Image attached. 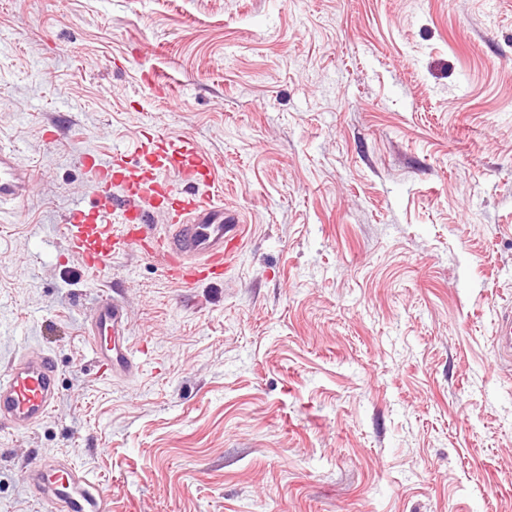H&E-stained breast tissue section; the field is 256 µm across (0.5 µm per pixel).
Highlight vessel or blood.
I'll list each match as a JSON object with an SVG mask.
<instances>
[{
  "instance_id": "b4317fda",
  "label": "vessel or blood",
  "mask_w": 512,
  "mask_h": 512,
  "mask_svg": "<svg viewBox=\"0 0 512 512\" xmlns=\"http://www.w3.org/2000/svg\"><path fill=\"white\" fill-rule=\"evenodd\" d=\"M85 169L97 181L99 197L94 209L79 208L67 219L66 237L70 249L90 265L105 268L107 259L130 250L159 257L167 274L190 286L205 279L222 278L230 267L246 227L227 221L224 206L212 190V161L199 147L184 145L169 150L157 140L154 151H140L136 159L120 155L109 160L87 156ZM180 180L172 182L169 171ZM31 173L13 151L0 148V201L25 197ZM121 187L129 204L120 213L124 229L112 231L113 187ZM150 199L152 209L140 202ZM164 213V228H156L150 210ZM127 312L122 303H100L88 331L97 357L109 375L127 377L135 368L133 352L123 336ZM495 345L500 359H512V314L502 316ZM56 399V364L47 354L13 360L0 375V422L17 431L32 429L45 421ZM31 476L49 475L50 490L44 498L66 512H108L103 492L72 497L69 489L77 472L54 459L31 467Z\"/></svg>"
}]
</instances>
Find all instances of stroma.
<instances>
[{
  "label": "stroma",
  "mask_w": 512,
  "mask_h": 512,
  "mask_svg": "<svg viewBox=\"0 0 512 512\" xmlns=\"http://www.w3.org/2000/svg\"><path fill=\"white\" fill-rule=\"evenodd\" d=\"M162 135L249 232L184 287L68 250L86 154ZM0 371L57 366L0 424V512L55 457L110 512H512V0H0ZM122 302L137 369L88 338ZM31 173L11 150L0 148V201H17L25 197ZM494 342L500 359L510 361L512 359V314L502 316ZM56 399V364L43 354L13 360L0 377V422L27 431L45 421Z\"/></svg>",
  "instance_id": "obj_1"
}]
</instances>
